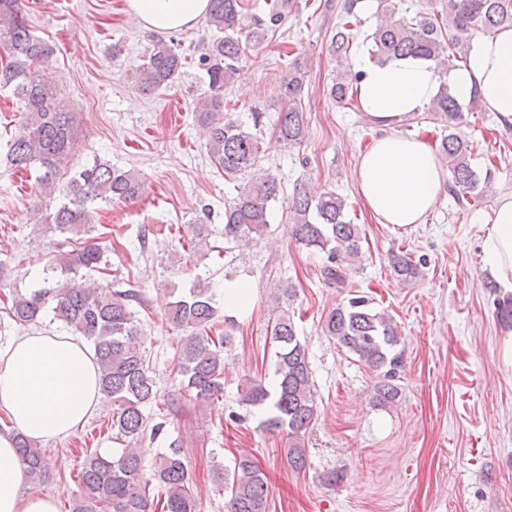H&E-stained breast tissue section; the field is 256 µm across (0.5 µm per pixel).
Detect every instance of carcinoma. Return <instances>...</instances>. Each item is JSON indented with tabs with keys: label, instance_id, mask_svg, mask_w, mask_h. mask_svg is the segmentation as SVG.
I'll list each match as a JSON object with an SVG mask.
<instances>
[{
	"label": "carcinoma",
	"instance_id": "carcinoma-1",
	"mask_svg": "<svg viewBox=\"0 0 512 512\" xmlns=\"http://www.w3.org/2000/svg\"><path fill=\"white\" fill-rule=\"evenodd\" d=\"M358 0H343L342 14L330 38V49L341 59L350 52L353 31L361 25L355 12ZM395 0H378L376 23L366 39L372 41L371 59L386 64L400 57H417L435 63L446 75L467 60L473 38L512 28V0H443L441 9L418 11L395 18ZM287 13L275 3L263 16L245 19L242 0H210L205 16L216 32L201 44L199 65L206 75L207 90L198 99L195 120L210 156L230 179L246 183L224 205V241L238 243L268 234V206L280 195L277 177L266 173L253 177L261 159L262 140L257 130L263 113H251L252 125L221 116L224 87L242 71L246 51L260 46L275 33ZM0 47L9 61L0 67V88H9L23 104V122L8 141L10 166L26 171L41 170V192L56 193L63 200L38 218L59 236L61 251L43 269L38 286L14 294L8 316L29 325L50 312L69 335L89 343L99 373V390L112 400V429L123 445L119 456L99 450L85 452L79 482L85 495L73 500L71 512H151L154 501L162 512H200L193 490L183 440L168 439L166 415L149 413L158 405V386L150 359L142 344L140 321L132 303L140 301L133 290L109 286L88 288L79 283L81 273L108 266L107 250L92 235L97 206L113 201H133L144 192L145 183L135 170L115 169L94 160L61 185V168L75 154L78 129L75 113L58 99L51 85L42 81L39 68L49 63L54 47L35 36L21 8V0H0ZM185 58L174 43L158 36L142 63L129 70L132 82L145 95L172 84L184 68ZM360 74L339 72L329 96L340 107L357 95ZM308 81L307 67L296 62L281 83V107L275 121V142L290 149L303 143L306 122L301 99ZM481 110L474 96L461 103L450 92L448 80L440 81L427 111L440 118L443 129L438 152L450 173L449 192L462 206L480 201L492 177L491 169L480 175L473 167V147L462 134L464 113ZM291 235L304 248L323 255L321 277L330 284L345 283L346 270L362 258L360 225L349 216L345 200L333 190L313 192L303 182L295 186L289 204ZM421 263L407 253H395L391 267L405 282L417 279ZM297 296L292 284L280 285L274 293L275 315L271 336L275 343L274 385L254 380L240 394L245 406H265L269 417L264 428L286 434L288 465L296 471L308 465L306 434L315 420L317 404L306 346L297 336L290 307ZM497 320L512 329V296L494 301ZM163 318L178 334V356L173 366L181 397L195 405L215 404L224 398V348L230 334L212 336L216 322H229L218 315L210 285L200 281L187 294L167 301ZM324 335L336 341L355 360L375 372L373 406L389 409L401 397L398 385L404 367V350L397 325L369 298L355 294L334 308L323 321ZM16 448L30 481L46 477L44 454L33 441L14 434ZM169 440L166 451L145 466L146 443ZM214 482L229 491L226 512H267V477L256 461L241 456L232 477L224 467L213 468Z\"/></svg>",
	"mask_w": 512,
	"mask_h": 512
}]
</instances>
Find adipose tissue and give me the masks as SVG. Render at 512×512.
Masks as SVG:
<instances>
[{"instance_id": "1", "label": "adipose tissue", "mask_w": 512, "mask_h": 512, "mask_svg": "<svg viewBox=\"0 0 512 512\" xmlns=\"http://www.w3.org/2000/svg\"><path fill=\"white\" fill-rule=\"evenodd\" d=\"M144 26L156 31L193 26L209 0H128ZM358 99L382 134L361 154L355 182L379 223L405 228L434 209L445 178L433 149L397 128L436 94L433 62L404 57L386 64L359 56ZM462 101L480 94L487 111L512 121V29L475 37L467 64L447 79ZM485 266L500 288L512 291V199H502L484 242ZM93 353L77 337L31 330L12 337L0 352V413L10 422L0 433V512H58L50 495H26L27 471L14 433L37 441L62 440L102 409Z\"/></svg>"}]
</instances>
